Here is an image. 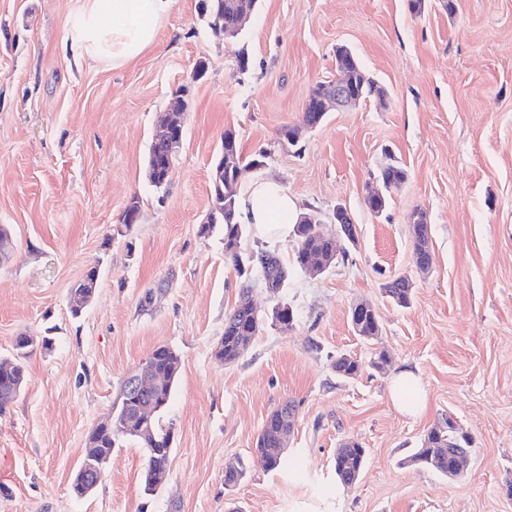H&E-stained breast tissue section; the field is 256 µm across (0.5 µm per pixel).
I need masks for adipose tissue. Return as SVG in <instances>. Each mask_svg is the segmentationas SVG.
Listing matches in <instances>:
<instances>
[{"label":"adipose tissue","instance_id":"ef3b65f1","mask_svg":"<svg viewBox=\"0 0 512 512\" xmlns=\"http://www.w3.org/2000/svg\"><path fill=\"white\" fill-rule=\"evenodd\" d=\"M174 0H78L69 40L76 61L121 67L152 47ZM300 213L296 200L277 182L253 183L239 199V220L257 231L287 238Z\"/></svg>","mask_w":512,"mask_h":512}]
</instances>
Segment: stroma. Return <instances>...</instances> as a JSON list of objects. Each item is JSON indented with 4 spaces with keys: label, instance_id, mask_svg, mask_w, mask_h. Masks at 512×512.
Listing matches in <instances>:
<instances>
[{
    "label": "stroma",
    "instance_id": "35a3bbf8",
    "mask_svg": "<svg viewBox=\"0 0 512 512\" xmlns=\"http://www.w3.org/2000/svg\"><path fill=\"white\" fill-rule=\"evenodd\" d=\"M451 2L414 13L408 0H260L229 42L199 19L197 0H174L155 45L112 68L67 52L76 0H0V224L15 241L0 262V359L18 336L52 339L29 352L26 384L0 415V512H512V0ZM340 45L386 102L329 113L298 147L281 145L312 87L335 78ZM181 87L184 144L158 190L145 157ZM228 129L243 156L269 153L253 180L278 181L324 232L335 233L340 206L358 226L344 258L290 282L295 327L264 325L232 364L215 348L241 280L222 226L200 232ZM390 155L407 179L376 215L365 198ZM134 196L140 216L116 237ZM417 209L431 227L425 277L409 231ZM92 267L94 298L72 316L70 289ZM400 276L415 284L406 308L383 288ZM361 301L379 316L370 342L349 320ZM163 344L181 356L162 415L174 432L168 482L144 494L145 452L129 441L94 491L75 497L88 433ZM340 353L362 361L360 377L337 376ZM404 369L421 380L416 417L389 397ZM287 400L297 416L285 454L299 467L267 471L253 448ZM449 417L473 438L464 476L407 466ZM348 439L368 451L349 488L333 468ZM234 458L248 471L230 491Z\"/></svg>",
    "mask_w": 512,
    "mask_h": 512
}]
</instances>
